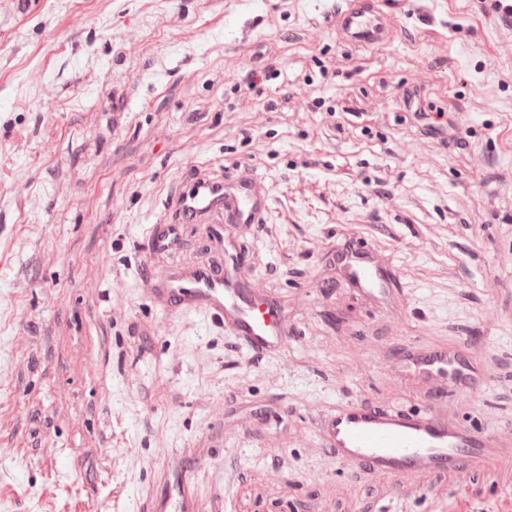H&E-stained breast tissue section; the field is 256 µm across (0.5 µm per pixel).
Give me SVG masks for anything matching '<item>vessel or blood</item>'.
<instances>
[{"label":"vessel or blood","instance_id":"vessel-or-blood-1","mask_svg":"<svg viewBox=\"0 0 512 512\" xmlns=\"http://www.w3.org/2000/svg\"><path fill=\"white\" fill-rule=\"evenodd\" d=\"M337 40L368 49L390 40L394 16L380 0H343L329 15ZM249 168H235L217 178H198L175 201L179 220L204 224L212 241L233 250L224 239L228 224H258L268 198L257 188ZM335 265L346 284L363 297L385 301L390 274L377 251L365 242L337 250ZM147 292L173 311L201 309L220 319L227 332L243 337L257 352H274L285 343V329L275 321L276 307L265 291L246 289L232 267L217 259L183 271H149ZM406 373L462 393L480 387L465 355L440 347L407 346ZM317 434L328 454L349 468L353 478L381 475L407 492L433 486L447 477L456 489L469 487L481 475L512 478V434L478 435L452 418L446 404L434 402L413 412L360 403H344L323 416Z\"/></svg>","mask_w":512,"mask_h":512}]
</instances>
